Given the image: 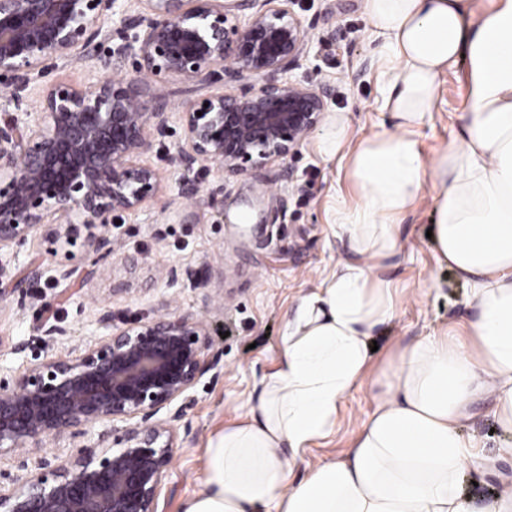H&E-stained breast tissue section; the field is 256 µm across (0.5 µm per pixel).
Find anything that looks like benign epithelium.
<instances>
[{
    "instance_id": "benign-epithelium-1",
    "label": "benign epithelium",
    "mask_w": 512,
    "mask_h": 512,
    "mask_svg": "<svg viewBox=\"0 0 512 512\" xmlns=\"http://www.w3.org/2000/svg\"><path fill=\"white\" fill-rule=\"evenodd\" d=\"M141 2L133 14L121 0H0V104L15 107L0 119V251L29 238L75 245L89 230L83 262L56 268L57 282L94 278L114 243L90 229L159 192L157 171L138 158L166 134L170 112L160 95L147 109L145 80L222 73L240 83L178 112L184 136L169 161L184 171L216 163L237 173L286 160L332 96L324 84L284 78L307 42L290 8L295 0ZM114 17L132 37L112 56L133 55L142 78L41 85L36 111H20L45 68L98 45ZM47 272L36 262L14 275L0 270V303ZM96 324L104 334L79 353L55 352L0 379V458L49 438L70 445L53 462L19 459V473L0 483V512H158L159 487L181 448L177 423L218 357H207L210 345L190 313L120 327L102 309ZM38 331L48 346L67 335L49 317ZM94 431L112 447L87 443Z\"/></svg>"
}]
</instances>
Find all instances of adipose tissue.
<instances>
[{"label":"adipose tissue","mask_w":512,"mask_h":512,"mask_svg":"<svg viewBox=\"0 0 512 512\" xmlns=\"http://www.w3.org/2000/svg\"><path fill=\"white\" fill-rule=\"evenodd\" d=\"M384 42L380 93L393 131L352 145L355 208L336 213L354 253L321 292L299 300L278 368L244 419L207 448V478L183 512H512V489L480 507L460 490L479 458L461 429L489 395L512 434V0L475 13L473 0H364ZM469 67L461 134L433 163L412 136L458 59ZM432 182L439 266L469 288L470 337L426 336L401 349L346 458L292 481L301 450L331 433L343 398L371 367L374 331L396 302L372 260L394 254L398 225Z\"/></svg>","instance_id":"1"}]
</instances>
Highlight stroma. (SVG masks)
I'll return each instance as SVG.
<instances>
[{"mask_svg":"<svg viewBox=\"0 0 512 512\" xmlns=\"http://www.w3.org/2000/svg\"><path fill=\"white\" fill-rule=\"evenodd\" d=\"M292 10L307 30L308 41L289 79L330 86L332 97L323 119L328 122L344 113L351 143L390 130L389 115L378 103L380 40L363 0H297ZM105 28L104 43L57 61L45 82L89 87L119 72L134 76L132 59L118 67L109 63L110 47L125 42L126 32L116 22ZM467 85L465 63L440 75L432 107L413 133L426 159L438 156L461 133ZM230 86L225 78L188 82L173 77L159 93L175 112ZM181 137L178 120H171L167 136L143 155V162L161 177L159 193L139 212L113 225L117 246L112 258L56 306L69 330L61 342L68 350L80 351L99 338L95 319L100 309L108 308L118 322L193 314L205 326L211 352L220 356L217 368L191 391L195 402L179 423L182 446L161 483L158 512H183L185 500L201 489L210 439L239 420L249 400L256 398L262 378L275 370L285 323L298 299L318 292L337 262L350 258L333 219L337 208L359 201L347 153L323 158L315 146L318 132L304 137L287 162L236 174L212 163L189 172L174 169L169 154ZM219 186L224 192L218 203H211L208 192ZM434 219L432 187L427 184L401 221L399 249L377 262V273L397 289L400 304L391 323L374 334L378 349L370 379L343 399L335 432L301 451L294 478L310 467L344 458L375 407L378 379L402 348L424 336H467L475 310L464 283L435 261L426 236ZM67 249L62 242L52 248L32 239L0 251V267L11 272L35 256L51 267ZM60 290L53 282L34 280L22 302L0 307V371L21 374L27 357L44 353L36 325L44 301ZM21 342L28 345L23 356L13 352ZM494 426L491 399L475 400L463 429L484 459L481 467L467 470L463 481V492L475 505L512 487V437Z\"/></svg>","mask_w":512,"mask_h":512,"instance_id":"stroma-1","label":"stroma"}]
</instances>
